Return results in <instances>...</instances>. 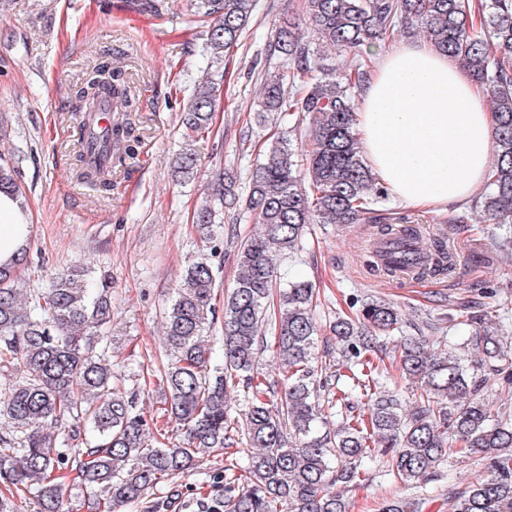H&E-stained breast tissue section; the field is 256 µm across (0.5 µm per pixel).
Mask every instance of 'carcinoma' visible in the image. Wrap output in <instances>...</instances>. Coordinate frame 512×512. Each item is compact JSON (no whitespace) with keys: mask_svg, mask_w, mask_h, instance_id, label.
I'll return each instance as SVG.
<instances>
[{"mask_svg":"<svg viewBox=\"0 0 512 512\" xmlns=\"http://www.w3.org/2000/svg\"><path fill=\"white\" fill-rule=\"evenodd\" d=\"M256 0H195L211 65L239 46ZM308 26L291 18L276 27L271 50L288 70L265 73L256 118L277 112L291 131L312 119L308 148L279 137L254 169L246 192L229 177L212 185L194 211L201 242L212 243L222 215L247 214L259 230L240 242V272L224 297L222 358L212 362L206 333L217 320L212 299V254L188 262L164 316L171 354L163 369L164 412L183 430V441L148 443L152 425L136 395L113 383L107 347L112 322L108 286L86 279L77 266L49 288H29L19 274L32 265L27 247L11 267L0 266V375L14 378L0 392V512H17L14 489L36 490L40 512H61L65 482L102 487L97 512H115L138 500L162 478L185 473L204 449H226L245 439L247 465L206 505V512H349L342 489L363 478L370 445L382 448L387 472L417 492L411 501L386 502L379 512H422L428 485L450 458L480 457L489 475L452 489V512H512V414L493 409L484 394L490 377L512 383L508 337L460 304L448 321L472 327L479 355L462 358L445 340L402 336L392 345L391 368L413 386L405 408L388 387L372 353L380 338L403 331L399 310L384 300L365 301L357 318L330 324L342 363L313 364L316 289L296 278L277 288L273 257L294 253L311 224H379L370 266L386 276L414 272L444 276L453 266L447 235H433L426 259L415 266L405 243H419V228L396 230L374 208L383 191L365 163L354 129L355 98L369 78L367 48L397 32L423 33L438 50L461 61L484 86L497 114L495 160L488 190L477 200L484 221L497 225L496 242L512 251V0H304ZM348 53L355 65L336 68L320 49ZM220 85L199 82L182 119L187 140L209 131ZM72 109L105 105L122 116L109 121L105 151L121 165L136 161L141 144L137 98L121 61L86 68L71 92ZM177 173L196 177L193 149L177 159ZM73 177L106 194L112 167H93L77 155ZM18 167L0 158V190L21 193ZM274 338L278 378L254 374L267 336ZM350 372V389H332ZM252 392L240 428L232 427L229 394ZM336 409V423L323 407ZM93 440L81 437L80 424Z\"/></svg>","mask_w":512,"mask_h":512,"instance_id":"obj_1","label":"carcinoma"}]
</instances>
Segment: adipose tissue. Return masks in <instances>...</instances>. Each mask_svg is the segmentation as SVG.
I'll use <instances>...</instances> for the list:
<instances>
[{
	"mask_svg": "<svg viewBox=\"0 0 512 512\" xmlns=\"http://www.w3.org/2000/svg\"><path fill=\"white\" fill-rule=\"evenodd\" d=\"M486 96L459 62L430 43L380 52L355 129L367 165L403 206L463 207L487 186L497 118ZM30 233L19 199L0 191V266Z\"/></svg>",
	"mask_w": 512,
	"mask_h": 512,
	"instance_id": "adipose-tissue-1",
	"label": "adipose tissue"
}]
</instances>
